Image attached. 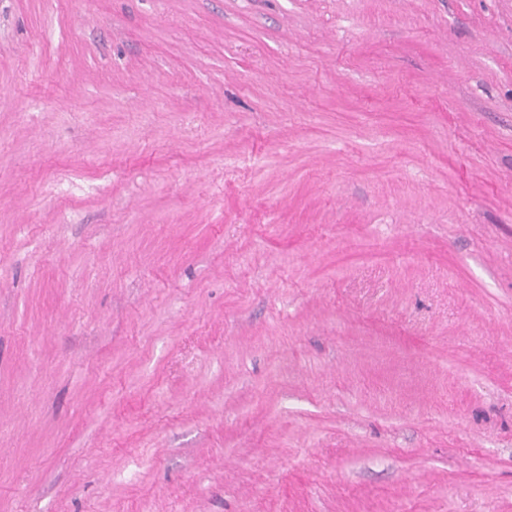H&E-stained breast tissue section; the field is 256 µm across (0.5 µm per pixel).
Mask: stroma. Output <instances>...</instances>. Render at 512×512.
<instances>
[{
	"label": "stroma",
	"mask_w": 512,
	"mask_h": 512,
	"mask_svg": "<svg viewBox=\"0 0 512 512\" xmlns=\"http://www.w3.org/2000/svg\"><path fill=\"white\" fill-rule=\"evenodd\" d=\"M0 512H512V0H0Z\"/></svg>",
	"instance_id": "1"
}]
</instances>
